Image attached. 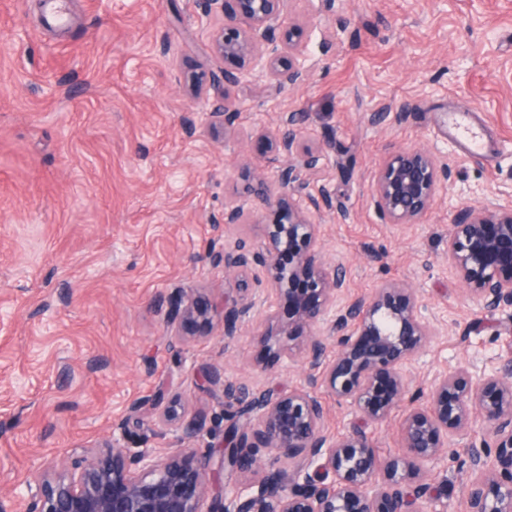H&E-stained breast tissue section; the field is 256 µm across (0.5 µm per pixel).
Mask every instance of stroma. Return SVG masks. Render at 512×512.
Returning a JSON list of instances; mask_svg holds the SVG:
<instances>
[{
    "label": "stroma",
    "mask_w": 512,
    "mask_h": 512,
    "mask_svg": "<svg viewBox=\"0 0 512 512\" xmlns=\"http://www.w3.org/2000/svg\"><path fill=\"white\" fill-rule=\"evenodd\" d=\"M65 25L40 0H0V498L23 489L68 449L112 436L113 418L173 384L205 409L196 448L219 445L221 390L200 388L204 367L247 388L308 385L304 363L255 368L253 334L273 300L253 269L258 306L225 336L175 341L165 296L231 292L215 253L256 242L266 221L251 187L272 173L257 134L296 113L302 140L331 142L307 191L339 198L344 215L319 227L328 264L342 267L337 306L383 281L414 288L438 329L406 368L411 387L435 372L512 363V313H488L448 264L455 210L512 196V0H289L304 28L309 71L278 93L261 72L229 87L238 114L215 125L191 89L224 66L200 0H67ZM466 114L485 151L468 156L444 116ZM421 148L452 178L416 224H388L371 202L391 152ZM251 212L224 227L226 203ZM474 416L430 469L466 512L467 450L489 438Z\"/></svg>",
    "instance_id": "35a3bbf8"
}]
</instances>
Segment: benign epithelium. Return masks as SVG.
<instances>
[{
    "label": "benign epithelium",
    "instance_id": "obj_1",
    "mask_svg": "<svg viewBox=\"0 0 512 512\" xmlns=\"http://www.w3.org/2000/svg\"><path fill=\"white\" fill-rule=\"evenodd\" d=\"M288 0H202L204 12L218 24L212 46L224 69L205 77L204 93L213 98L210 116L230 129L236 107L227 87L248 72L265 73L271 88L284 91L308 73L303 29L287 20ZM279 135L261 134L258 147L279 162L280 191H266V176H257L253 192L271 214L262 225L258 245L238 242L214 255L224 273L238 282L239 297L220 306L204 303L186 288L167 296V321L179 323L189 337L209 331V313L222 314L224 335L248 322L255 307L249 273L261 267L276 308L255 334L261 356L256 364L272 368L288 359H303L321 370L320 389L344 401L355 415L340 439L324 428V407L314 388L259 387L248 390L224 379L215 368L201 372V382L224 393L222 443L208 454L196 448H137L114 442L100 448H72L63 464L44 469L26 483L21 495L0 499V512H446L443 497L425 482L448 441L467 431L473 412L492 429V442L472 448L468 457L474 480L466 491L467 512H512V372L491 368L473 379L466 371L440 374L417 404L405 366L432 336L416 291L398 282H383L349 303L335 318L343 271L327 264L319 246L318 220L343 211L324 187L319 196L300 200L301 173L314 174L327 149L297 139V118L285 113ZM448 165L422 149L391 154L375 173L372 200L389 224H415L436 203L450 180ZM248 221L243 205H224V225ZM448 262L468 293L488 312L512 308V203L472 206L456 211L448 236ZM319 325L336 337V355L327 356ZM405 407L400 454L380 458L367 427ZM149 423L172 427L184 438L204 432L207 414L192 411L176 389L168 387L151 401L130 408L112 429L128 440ZM273 454L259 466L257 455ZM251 472L253 477L224 487L203 510L210 466Z\"/></svg>",
    "mask_w": 512,
    "mask_h": 512
}]
</instances>
